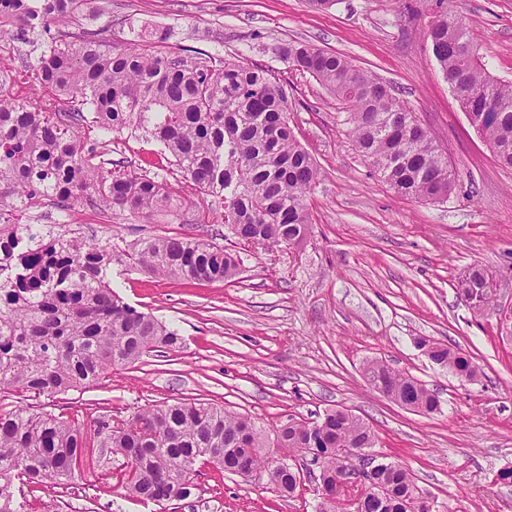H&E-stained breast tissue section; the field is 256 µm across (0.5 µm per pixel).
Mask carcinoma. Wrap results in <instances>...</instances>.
I'll return each instance as SVG.
<instances>
[{
    "instance_id": "1",
    "label": "carcinoma",
    "mask_w": 512,
    "mask_h": 512,
    "mask_svg": "<svg viewBox=\"0 0 512 512\" xmlns=\"http://www.w3.org/2000/svg\"><path fill=\"white\" fill-rule=\"evenodd\" d=\"M88 0H0V52L17 41L46 45L33 70L0 72V221L26 233L8 234L0 261V388L26 398L66 392L108 378L150 352L180 348L177 330L125 303L110 286L112 251L78 237L37 239L31 225L14 221L41 199L82 198L93 208L128 209L152 216L174 212L179 199L162 182L105 167L99 137L134 129L161 145L184 179L213 197L234 236L272 249L308 236L307 196L320 171L294 135L288 93L263 67L196 52L186 58L158 49L167 33L131 30L116 48L82 25ZM443 75L460 80L459 105L483 116V135L498 160L512 168V82L492 77L449 0H436L426 31ZM288 67L309 74L347 113L356 150L398 196L425 201L448 197L456 171L395 89L346 57L294 41L283 47ZM36 82L44 90L36 108L19 92ZM25 248H20L21 243ZM146 273L198 283L233 279L242 258L217 243L182 235L145 238L130 254ZM429 359L463 382L477 376L472 359L434 339ZM364 376L398 404L424 415L440 401L417 378L370 361ZM375 436L358 416L330 409L317 420L293 417L269 438L249 416L195 401L164 402L120 419L105 410L87 421L17 406L0 410V512H24L16 482L50 480L71 485L86 449L112 474L122 456L128 496L160 506L187 499L202 461L226 473L267 478L284 497L303 481L290 464L322 455L319 480L333 487L346 462L336 448H371ZM388 495L383 510L405 512L415 493L412 472L390 462L372 471Z\"/></svg>"
}]
</instances>
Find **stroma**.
<instances>
[{"mask_svg":"<svg viewBox=\"0 0 512 512\" xmlns=\"http://www.w3.org/2000/svg\"><path fill=\"white\" fill-rule=\"evenodd\" d=\"M86 19L114 47L132 29L167 31L171 50L201 49L275 70L288 83L289 123L320 178L308 199L304 242L252 247L231 282L152 277L129 255L139 239L183 234L234 247L217 203L171 165L148 166L160 149L141 133L106 137L105 161L168 182L179 210L146 218L42 201L23 217L41 234L110 243L113 290L182 337L179 350L149 354L108 380L42 396L38 410L89 419L123 417L182 400L251 416L266 432L288 418L311 420L344 406L372 428L375 454L411 470L439 512H512V169L501 166L455 101L425 40L435 0H95ZM488 72L512 80V0H454ZM293 41L347 57L397 89L457 171L447 199L395 195L356 151L340 102L314 78L289 70ZM493 273L499 310L475 314L455 285L467 268ZM428 336L471 357L463 382L431 362L414 340ZM371 360L409 373L439 394L441 410H408L368 384ZM190 498L158 507L127 497L118 479L85 470L75 487L25 484L27 512H315L317 484L284 498L266 480L198 466Z\"/></svg>","mask_w":512,"mask_h":512,"instance_id":"1","label":"stroma"}]
</instances>
